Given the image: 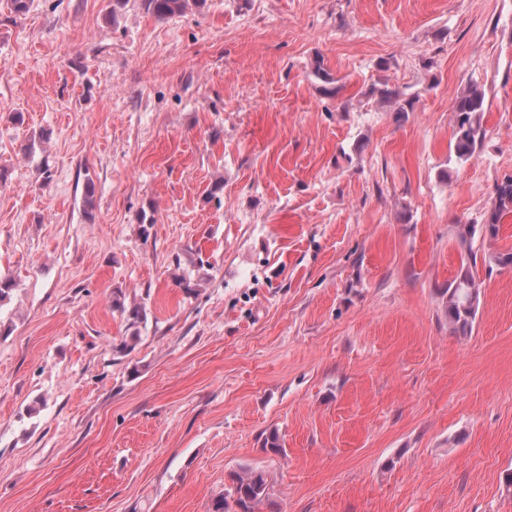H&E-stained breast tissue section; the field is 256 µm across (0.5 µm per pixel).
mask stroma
Listing matches in <instances>:
<instances>
[{
  "label": "stroma",
  "mask_w": 512,
  "mask_h": 512,
  "mask_svg": "<svg viewBox=\"0 0 512 512\" xmlns=\"http://www.w3.org/2000/svg\"><path fill=\"white\" fill-rule=\"evenodd\" d=\"M0 168V512H208L248 468L279 512H512V269L471 335L441 296L512 176V0H0ZM141 8L158 19L182 15L190 7L201 9L207 0H139ZM484 114V90L479 85H470L457 99L454 110L453 148L458 160H469L486 138Z\"/></svg>",
  "instance_id": "35a3bbf8"
}]
</instances>
